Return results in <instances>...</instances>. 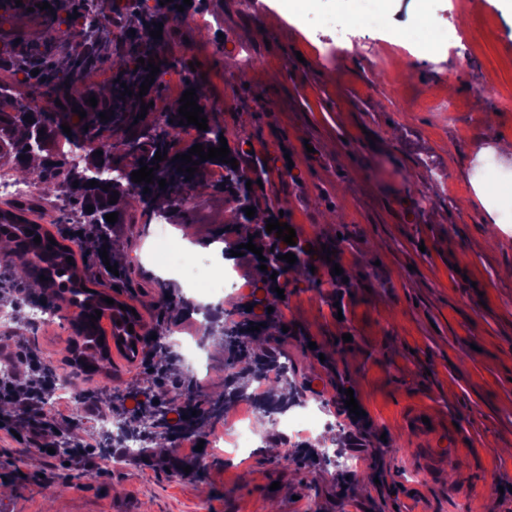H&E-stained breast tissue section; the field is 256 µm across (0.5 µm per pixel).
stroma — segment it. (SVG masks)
Masks as SVG:
<instances>
[{
    "label": "stroma",
    "instance_id": "obj_1",
    "mask_svg": "<svg viewBox=\"0 0 512 512\" xmlns=\"http://www.w3.org/2000/svg\"><path fill=\"white\" fill-rule=\"evenodd\" d=\"M316 11L367 17L349 31L356 58L333 54L337 31L310 27L293 0H192L160 18L166 63L153 84L165 110L191 87L211 103L230 152L250 146L268 170L259 196L309 239L339 244L318 261L314 284H289L269 314L277 353L296 369L302 401L320 424L341 431L352 466L327 463L298 435L270 452L258 442L246 458L198 451L165 436L129 460L99 447L94 414L76 429L92 443V467L66 466L48 453L0 439V512H512V223L472 190V163L512 145V9L504 0H316ZM405 31L402 45L387 41ZM33 13L0 14V86L53 104L16 61L17 38L41 43ZM251 57L234 78L226 60ZM512 165V154H502ZM236 203L205 177L170 210L171 231L190 228L208 252L214 238L237 249L244 235ZM151 225L130 207L112 227L123 256L108 276L94 250L76 246L90 288L117 293L135 307L145 332L175 351L197 343L200 322L171 310L170 293L145 257ZM342 275H332L333 265ZM351 334L344 342L342 334ZM70 321L37 327L19 321L8 346L26 345L71 371ZM105 376H79L99 389L100 405L123 391L152 393L140 360L111 353ZM232 354L204 346L200 403L222 393ZM352 388L365 422L386 436L382 450L362 445L337 381ZM420 412L431 427L408 430ZM455 454L438 460L437 439ZM67 492H55L57 483Z\"/></svg>",
    "mask_w": 512,
    "mask_h": 512
}]
</instances>
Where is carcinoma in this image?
<instances>
[{
	"label": "carcinoma",
	"instance_id": "obj_1",
	"mask_svg": "<svg viewBox=\"0 0 512 512\" xmlns=\"http://www.w3.org/2000/svg\"><path fill=\"white\" fill-rule=\"evenodd\" d=\"M52 26L43 32L44 50L31 52L22 58L25 67L31 71L39 70L37 77L45 78L52 82L49 91L54 99L61 101V106L55 112H47L36 103L29 100L15 99L11 101V111L0 112V161L10 165V170L24 175L31 174L38 177L44 184L43 193L23 201L12 204V208L23 212L33 213L40 207V201L46 194H55L56 199L68 202L72 199L80 200V209L76 216V223L91 226L92 235L98 241L110 238L111 223L107 222L104 215L113 212H122L125 201L129 197L135 198L142 206V213L148 217L161 211L158 202L163 200L167 206L182 204L186 197L203 181L207 171L212 166L226 169L223 189L230 192L237 203V210L244 221L242 228L244 233L259 234L257 240L261 241L269 234L266 232V224L258 223L246 216L245 209L253 206L262 208V203L256 193L246 187L247 181L257 182L265 175V167L254 166L244 173L240 169L232 168L228 163H222L216 159L206 160L198 165L191 180H186L188 173L177 171L181 161L173 160V157L188 153V150L196 144L204 147H219L220 133L224 128L217 123H208V130L198 131L197 137L189 144L177 147L179 136L184 127L179 125L181 115L176 110L161 112L151 121L136 119L141 113L142 98L138 97L139 87L145 81L149 71L144 66L137 65L138 55L127 52L119 57L116 62L118 68L126 74L124 83L134 91L132 96L122 95L124 87L115 80L112 85L104 88H92L87 85L88 76L96 69L101 57L112 53L113 41L109 33L96 25L87 28L77 27V21L73 18H64L59 14L52 17ZM126 30L135 31V34L127 35L128 41L140 40L150 42L153 37L149 32L156 30L155 20L149 15V11L135 5L131 6ZM95 95L98 104L91 107L86 104L87 94ZM77 107L86 112V117L73 121L75 113L72 108ZM114 112L110 120L103 121L99 117L101 112ZM31 115L33 123L25 121L26 115ZM65 123L71 127L72 135L60 133L59 124ZM45 128V135L41 140H36L33 128L36 126ZM93 134L96 142L85 146L82 165H72L67 160L65 147L83 142L81 134L84 132ZM127 139L138 142L139 150L136 154H129L122 150L121 145ZM102 151L103 155L97 158L94 152ZM167 153L164 161L156 162V152ZM130 163H124V160ZM147 165L153 169L154 181L162 179L167 181L165 191L146 200L142 192L147 183L137 184L132 182L131 173ZM108 165L118 172L110 182L98 181V186H88L93 179L92 172ZM78 186H73V182ZM109 186V190H103V186ZM119 192L117 202L110 203V195ZM94 206L89 212L86 207ZM40 236V244L34 243V236ZM51 233L43 227L36 226L35 221L25 220L10 212L0 211V242L5 244L6 250L0 252V265L9 269L16 280L36 282L46 291H51L59 300L68 301L69 304L81 309L82 322L90 323L91 315L95 310L101 309L104 304V294L90 290L85 291V273L77 267L67 263L66 258L74 256L73 249L66 248V244L56 241L52 245L49 241ZM332 248L330 242L319 241L298 242L292 247L297 257L294 270L295 282L313 283L316 277L311 272V266L317 265L318 255L322 253L321 245ZM315 253H308V250ZM279 253L274 251L264 252L267 270L264 271V279L259 290L262 297L255 299L254 304L267 308L277 307L280 298L273 292L275 287H286L288 279L284 271L286 265L278 259ZM278 272L277 278L270 279L273 272ZM45 276L48 281L40 280ZM268 320H252L249 317L241 322L221 324L212 313L206 314L204 337L215 336L216 328L221 326L224 333L218 339L224 343L226 349H236L242 353V367L230 380H240L245 375L251 374L253 378L262 377V370L253 368V364L267 356V353L255 351L253 345L265 337L268 328L264 324ZM260 326V330H250V325ZM84 349L94 351L92 358L97 363V368L106 371L110 368L112 360L105 350L91 334L83 335ZM247 386L239 385L230 391L210 400L207 418L216 420L224 415V409L235 401L256 395L246 392ZM264 394L267 401L257 404L259 410L265 415L282 413L291 404L298 402L299 390L294 376H275V382L268 385ZM166 412L155 407L143 412L141 421L150 422V430L145 432L147 439L151 440L158 435V429L164 426Z\"/></svg>",
	"mask_w": 512,
	"mask_h": 512
}]
</instances>
